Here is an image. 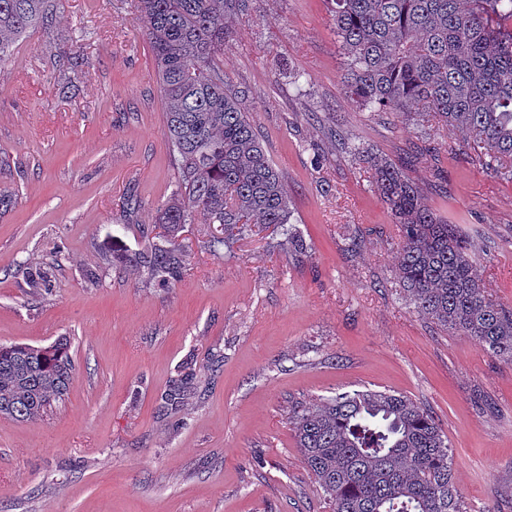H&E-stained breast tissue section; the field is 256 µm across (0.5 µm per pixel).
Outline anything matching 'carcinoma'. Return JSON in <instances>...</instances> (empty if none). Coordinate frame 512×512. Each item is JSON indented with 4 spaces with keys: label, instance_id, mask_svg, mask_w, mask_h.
I'll list each match as a JSON object with an SVG mask.
<instances>
[{
    "label": "carcinoma",
    "instance_id": "cac0c4a2",
    "mask_svg": "<svg viewBox=\"0 0 512 512\" xmlns=\"http://www.w3.org/2000/svg\"><path fill=\"white\" fill-rule=\"evenodd\" d=\"M347 59L344 85L362 111L410 113L466 133L473 158L512 180V0H327ZM56 0H0V61L30 28L52 27ZM162 86L166 136L180 179L140 252H112V264L175 281L191 249L181 234L201 215L217 251L257 224L286 231L288 253L308 256L288 227L284 178L226 78V20L250 0H138ZM350 154L373 171L372 186L399 226L395 278L415 312L469 336L512 363V308L489 298L472 246L438 218L416 184L356 143ZM70 340L47 346L0 344V417L37 420L69 391ZM197 373L178 371L171 396L191 391ZM296 448L332 512H467L454 484L453 456L440 424L408 397L366 389L289 410Z\"/></svg>",
    "mask_w": 512,
    "mask_h": 512
}]
</instances>
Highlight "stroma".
<instances>
[{"label": "stroma", "mask_w": 512, "mask_h": 512, "mask_svg": "<svg viewBox=\"0 0 512 512\" xmlns=\"http://www.w3.org/2000/svg\"><path fill=\"white\" fill-rule=\"evenodd\" d=\"M145 30L135 0H59L53 28L0 61V189L17 196L0 215V344L66 336L75 362L42 418H0V512H330L288 408L366 389L439 421L467 512H512V363L416 314L394 276L398 227L346 145L402 168L509 307L512 184L468 159L462 133L359 110L326 0H253L230 24L224 74L284 175L309 256L295 262L276 227L233 256L213 252L199 221L183 232L181 278L157 287L109 261L144 248L142 225L178 182ZM65 51L82 65L61 71ZM424 140L435 155L413 158ZM132 192L141 208L129 217ZM36 267L51 293L28 284ZM213 357L220 368L203 373ZM184 365L197 392L164 410Z\"/></svg>", "instance_id": "1"}]
</instances>
